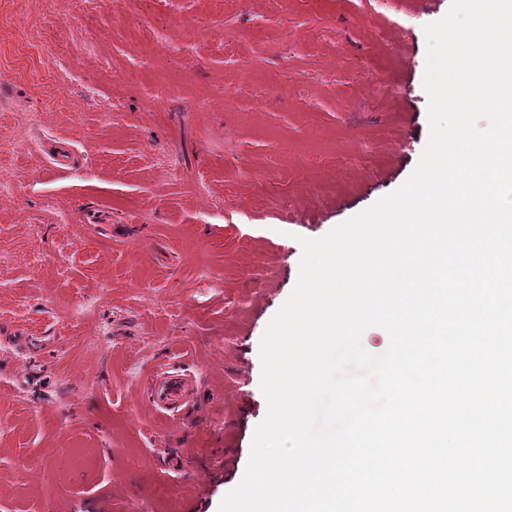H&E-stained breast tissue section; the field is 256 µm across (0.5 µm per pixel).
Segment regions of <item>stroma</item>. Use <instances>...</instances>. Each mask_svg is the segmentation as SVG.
Here are the masks:
<instances>
[{
	"mask_svg": "<svg viewBox=\"0 0 512 512\" xmlns=\"http://www.w3.org/2000/svg\"><path fill=\"white\" fill-rule=\"evenodd\" d=\"M450 4L0 0V512H219L298 239L413 172ZM186 393V384L179 375L164 373L163 378L150 388L154 402L166 405L179 404Z\"/></svg>",
	"mask_w": 512,
	"mask_h": 512,
	"instance_id": "stroma-1",
	"label": "stroma"
}]
</instances>
